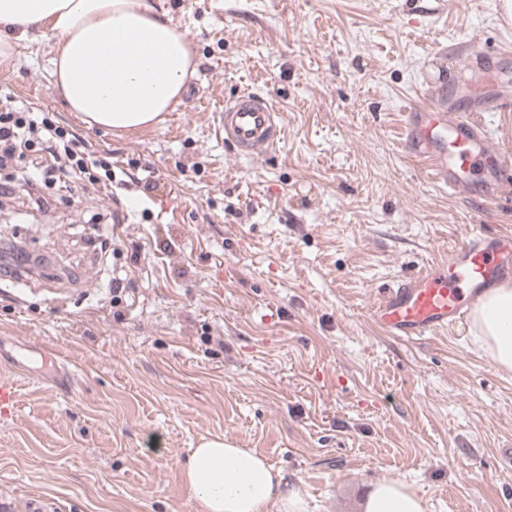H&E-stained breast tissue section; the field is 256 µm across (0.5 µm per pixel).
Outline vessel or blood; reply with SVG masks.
<instances>
[{
  "instance_id": "b4317fda",
  "label": "vessel or blood",
  "mask_w": 512,
  "mask_h": 512,
  "mask_svg": "<svg viewBox=\"0 0 512 512\" xmlns=\"http://www.w3.org/2000/svg\"><path fill=\"white\" fill-rule=\"evenodd\" d=\"M493 68L473 73L465 103L438 98L409 116L407 138L431 178L453 195H480L486 201L512 197V148L490 139L478 112L512 109V98L496 94L478 102L489 84H498ZM276 108L266 98L244 92L225 100L220 113L224 140L241 157L269 153L284 138ZM512 276V232L474 225L447 259L402 276L381 290L370 319L382 332L402 341L419 340L457 327L470 305Z\"/></svg>"
}]
</instances>
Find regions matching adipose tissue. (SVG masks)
<instances>
[{
    "label": "adipose tissue",
    "instance_id": "obj_1",
    "mask_svg": "<svg viewBox=\"0 0 512 512\" xmlns=\"http://www.w3.org/2000/svg\"><path fill=\"white\" fill-rule=\"evenodd\" d=\"M55 40L54 84L87 125L127 130L158 123L179 103L195 71L186 37L155 0H0V66L14 62L29 35ZM102 77L90 86L88 73ZM471 329L493 364L512 370V287L475 302ZM199 512H304L299 488L248 448L202 440L182 466ZM363 512H425L400 479L375 485Z\"/></svg>",
    "mask_w": 512,
    "mask_h": 512
}]
</instances>
